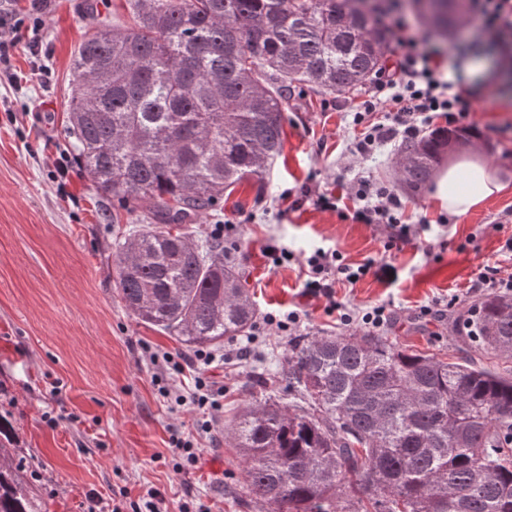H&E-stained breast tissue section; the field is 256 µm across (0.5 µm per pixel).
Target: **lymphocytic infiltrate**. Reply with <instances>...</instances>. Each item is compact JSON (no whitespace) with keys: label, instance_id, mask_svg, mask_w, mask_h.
<instances>
[{"label":"lymphocytic infiltrate","instance_id":"1","mask_svg":"<svg viewBox=\"0 0 512 512\" xmlns=\"http://www.w3.org/2000/svg\"><path fill=\"white\" fill-rule=\"evenodd\" d=\"M469 13L477 45L495 47L499 68L512 71V0H470ZM376 22L388 29L394 50L391 64L376 73L350 114L355 136L347 153L355 160L420 136L440 118L457 127L464 125L472 111L473 93L463 76L446 77L447 53L427 47L400 13L396 0H390ZM349 198L353 220L383 225L390 245L410 242L418 235V228L405 222L406 205L389 183L358 172ZM371 270L368 264L346 263L338 251L319 248L305 261V292L327 298L328 313L336 314L344 327L372 334L392 323L388 306L381 304L360 313L335 299L337 284H356Z\"/></svg>","mask_w":512,"mask_h":512}]
</instances>
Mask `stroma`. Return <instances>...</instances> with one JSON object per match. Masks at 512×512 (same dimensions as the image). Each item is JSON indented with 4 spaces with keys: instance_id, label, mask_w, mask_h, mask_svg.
I'll return each instance as SVG.
<instances>
[{
    "instance_id": "35a3bbf8",
    "label": "stroma",
    "mask_w": 512,
    "mask_h": 512,
    "mask_svg": "<svg viewBox=\"0 0 512 512\" xmlns=\"http://www.w3.org/2000/svg\"><path fill=\"white\" fill-rule=\"evenodd\" d=\"M85 3L48 0L39 10L33 0H0V36L22 35L0 68V383L8 389L0 415L12 424V446L42 512H87L92 495L137 502L150 489L165 498L161 512H259L225 427L263 398L261 376L287 356L291 339L225 337L223 362L208 369L224 390L212 434L196 432L201 411L171 410L159 394L148 352L182 364L165 375L171 393L190 391L199 369L194 349L143 323L121 300L112 252L139 219L99 195L70 145L73 59L92 26ZM482 86L467 142L443 163L487 162L508 189L443 226L432 205L435 182L417 193L403 190L406 222L424 230L393 249L384 227L282 200L286 190L335 189L352 134L344 112L325 108L323 93L290 89L284 151L262 185H237L197 222L205 236L211 225H236L224 260L247 277L258 314L295 309L302 333L339 335L327 299L303 288L304 258L318 247L334 249L348 263L393 271L337 285V301L358 309L389 305L395 321L386 335L402 347L451 361L468 356L467 346L449 340V319L466 318L482 301L471 286L486 267L512 275L505 248L512 238V74L493 71ZM270 245L287 249L292 261L269 266ZM438 299L449 302L447 316H421ZM244 345L247 355L235 357ZM191 434L198 460L188 466L171 441Z\"/></svg>"
}]
</instances>
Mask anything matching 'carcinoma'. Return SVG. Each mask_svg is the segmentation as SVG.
<instances>
[{
  "mask_svg": "<svg viewBox=\"0 0 512 512\" xmlns=\"http://www.w3.org/2000/svg\"><path fill=\"white\" fill-rule=\"evenodd\" d=\"M369 0H125L132 23L102 24L73 62L69 134L97 191L148 224L113 253L121 300L188 347L241 336L256 316L224 241L187 225L224 191L261 179L283 150V101L308 85L346 94L388 50ZM443 32L455 17L431 0ZM466 132L400 147L401 183L417 192ZM453 340L448 362L385 336L301 335L269 394L225 427L246 488L268 512H512V297L492 295ZM0 416V512H41Z\"/></svg>",
  "mask_w": 512,
  "mask_h": 512,
  "instance_id": "1",
  "label": "carcinoma"
}]
</instances>
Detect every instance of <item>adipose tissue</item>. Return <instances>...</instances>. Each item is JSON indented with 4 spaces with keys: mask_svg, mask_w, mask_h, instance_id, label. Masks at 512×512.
I'll return each mask as SVG.
<instances>
[{
    "mask_svg": "<svg viewBox=\"0 0 512 512\" xmlns=\"http://www.w3.org/2000/svg\"><path fill=\"white\" fill-rule=\"evenodd\" d=\"M505 187L502 176L471 160L449 167L442 174L434 199L437 206L449 214L462 215L478 207L486 198L503 191Z\"/></svg>",
    "mask_w": 512,
    "mask_h": 512,
    "instance_id": "1",
    "label": "adipose tissue"
}]
</instances>
